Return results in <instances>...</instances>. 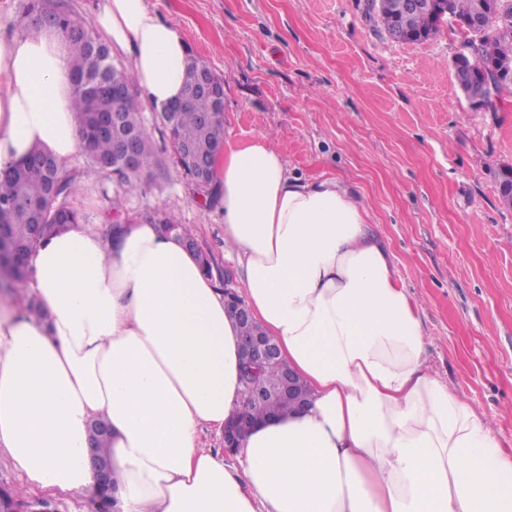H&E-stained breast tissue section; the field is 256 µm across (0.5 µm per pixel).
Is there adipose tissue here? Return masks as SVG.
<instances>
[{
	"label": "adipose tissue",
	"instance_id": "ef3b65f1",
	"mask_svg": "<svg viewBox=\"0 0 512 512\" xmlns=\"http://www.w3.org/2000/svg\"><path fill=\"white\" fill-rule=\"evenodd\" d=\"M93 23L151 103L181 97L188 43L147 0H98ZM74 94L61 36L0 16V167L36 148L70 167ZM216 167L240 295L310 406L259 421L238 465L204 448L201 431L242 408L239 329L217 274L158 224L133 219L106 240L84 212L0 296V453L20 491L94 494L98 418L116 512H512V455L427 371L420 311L358 187L291 177L264 135Z\"/></svg>",
	"mask_w": 512,
	"mask_h": 512
}]
</instances>
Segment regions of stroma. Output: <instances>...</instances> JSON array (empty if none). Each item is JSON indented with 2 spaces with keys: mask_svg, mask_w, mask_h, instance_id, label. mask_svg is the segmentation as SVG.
Wrapping results in <instances>:
<instances>
[{
  "mask_svg": "<svg viewBox=\"0 0 512 512\" xmlns=\"http://www.w3.org/2000/svg\"><path fill=\"white\" fill-rule=\"evenodd\" d=\"M224 82V145L272 133L291 175L356 184L368 222L420 309L425 365L496 425L512 454V207L496 172L512 166V95L472 109L449 27L417 42L385 34L367 0H148ZM163 166L129 189L76 156L71 172L96 223L174 214L220 271L224 210L155 134ZM120 199L111 210L110 199Z\"/></svg>",
  "mask_w": 512,
  "mask_h": 512,
  "instance_id": "1",
  "label": "stroma"
}]
</instances>
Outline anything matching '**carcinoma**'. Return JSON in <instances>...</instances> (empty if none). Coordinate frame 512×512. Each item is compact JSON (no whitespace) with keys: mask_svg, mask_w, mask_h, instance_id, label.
Segmentation results:
<instances>
[{"mask_svg":"<svg viewBox=\"0 0 512 512\" xmlns=\"http://www.w3.org/2000/svg\"><path fill=\"white\" fill-rule=\"evenodd\" d=\"M422 2L421 9L403 14L397 10L400 0H367V10L378 16L388 36L399 30L419 41L439 31L435 2ZM478 3L479 0H448L450 12L459 20L472 17ZM23 11L34 20L33 28H53L69 45L71 64L77 73L74 105L83 123L82 154L90 166L110 172L119 159L112 132L96 126V116L105 112L115 115L122 130L135 135L139 147L138 166L122 173L123 182L138 187L151 179L158 170L153 129L145 123L128 94L130 74L115 67L108 46L58 0H25ZM458 31L462 42L472 46L477 59V67L459 72L460 81L470 89L479 92L488 82L490 74L480 68L484 59L512 68V0H496L495 7L484 15L479 30L460 26ZM205 66L195 55L188 57L184 102L178 105L177 124L167 128L178 162L188 174L191 169L184 154L186 149H191L196 159L205 160L224 145V117L220 115L224 106L207 93L190 94ZM508 92H512V81H493V91L482 110L496 111L497 103ZM497 180L500 199L512 206V172H497ZM74 196L73 175L41 151L32 152L21 164L0 168V248L9 250L17 261L9 269L6 287L13 289L24 283L30 275L29 258L41 242L77 220L78 212L68 206V199ZM160 219L164 231L175 226L183 238L195 240L174 215L162 212ZM281 371L282 366L272 365L262 372L263 382L272 394L261 404L244 405L245 410L262 418L289 409L287 400L279 393Z\"/></svg>","mask_w":512,"mask_h":512,"instance_id":"1","label":"carcinoma"}]
</instances>
